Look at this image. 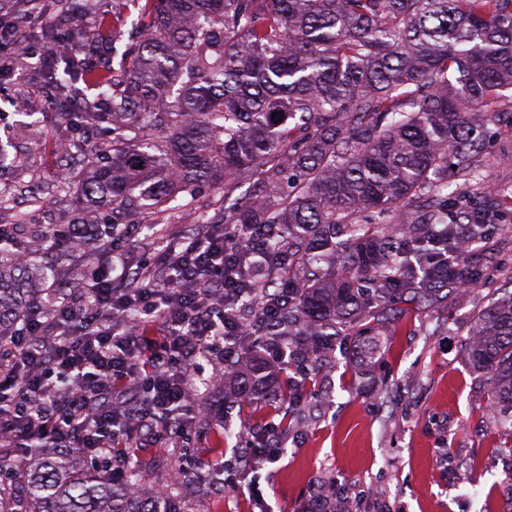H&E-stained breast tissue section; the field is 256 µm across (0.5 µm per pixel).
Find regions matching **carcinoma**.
<instances>
[{
  "label": "carcinoma",
  "mask_w": 512,
  "mask_h": 512,
  "mask_svg": "<svg viewBox=\"0 0 512 512\" xmlns=\"http://www.w3.org/2000/svg\"><path fill=\"white\" fill-rule=\"evenodd\" d=\"M130 1L142 40L85 111L71 109L82 73L44 64L57 115L112 132L62 147L87 158L61 173L75 205L112 212L97 245L131 215L221 189L213 223L266 240L243 278L288 275L298 301L283 332L317 358L369 310L478 273L457 225L478 245L501 222L488 199L508 194L481 171L489 108L512 90V0H112V32ZM71 260L59 248L51 263L0 265V337ZM467 358L492 374L491 404L512 407V292L478 316ZM28 452L18 483L0 480V512H185L135 471L114 484L69 449Z\"/></svg>",
  "instance_id": "obj_1"
}]
</instances>
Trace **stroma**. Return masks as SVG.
<instances>
[{"label":"stroma","instance_id":"stroma-1","mask_svg":"<svg viewBox=\"0 0 512 512\" xmlns=\"http://www.w3.org/2000/svg\"><path fill=\"white\" fill-rule=\"evenodd\" d=\"M57 24V39L42 38L44 19ZM70 24L57 12L32 13L27 25L34 56L11 57L0 42V136L10 138L12 165L0 168V192L9 204L0 224L16 222L18 201L34 193L44 198L35 224L20 226L18 238L53 224H77L73 204L56 201L57 151L67 124L36 77L47 50L68 61L87 59L118 68L124 42H113L112 11L88 12L82 19L81 49L73 51ZM493 144L482 173L491 186L512 184V125L491 128ZM222 193L212 188L198 197L181 222L166 212L154 220L164 236L193 229L197 215L214 216ZM487 274L477 288L460 289L435 302L401 299L384 313L389 322L377 345L345 337L319 359L302 388L296 415L273 449V463L258 475H240L236 489L213 488L197 476L172 493L185 512H302L305 503L327 492L343 512H512V449L500 429L512 421L506 409H492L489 373L475 369L466 344L476 316L512 291V235L498 231L479 244ZM211 413L191 426V446L199 463L235 462L248 438L244 422L280 421L272 406L240 405L222 413L216 384L201 386ZM144 484L165 482L176 467L177 451L142 436L134 449Z\"/></svg>","mask_w":512,"mask_h":512}]
</instances>
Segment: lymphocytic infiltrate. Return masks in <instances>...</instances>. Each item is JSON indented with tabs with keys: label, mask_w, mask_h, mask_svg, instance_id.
<instances>
[{
	"label": "lymphocytic infiltrate",
	"mask_w": 512,
	"mask_h": 512,
	"mask_svg": "<svg viewBox=\"0 0 512 512\" xmlns=\"http://www.w3.org/2000/svg\"><path fill=\"white\" fill-rule=\"evenodd\" d=\"M261 248L253 233L204 224L166 239L154 259L135 260L117 245L87 257L77 294L52 292L29 310L0 347V444L20 448L39 437L85 456L102 474L131 467L142 435L183 447L191 424L207 415L197 393L198 355L243 358L250 326L274 325L270 299L240 285L238 257ZM254 298L252 321L241 308ZM156 325L160 335H146Z\"/></svg>",
	"instance_id": "lymphocytic-infiltrate-1"
}]
</instances>
